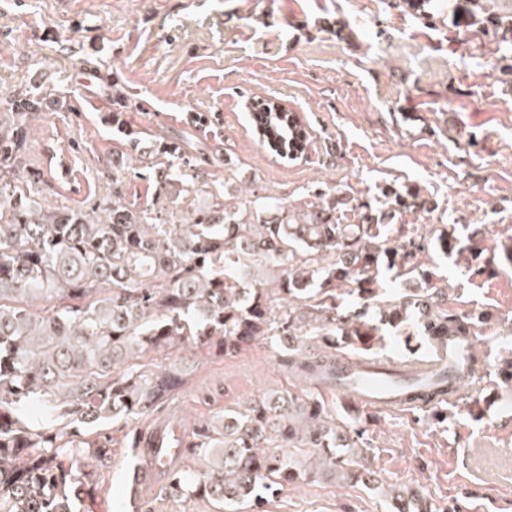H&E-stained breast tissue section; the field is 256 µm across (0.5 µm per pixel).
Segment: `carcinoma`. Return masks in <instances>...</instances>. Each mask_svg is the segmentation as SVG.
<instances>
[{
    "instance_id": "cac0c4a2",
    "label": "carcinoma",
    "mask_w": 512,
    "mask_h": 512,
    "mask_svg": "<svg viewBox=\"0 0 512 512\" xmlns=\"http://www.w3.org/2000/svg\"><path fill=\"white\" fill-rule=\"evenodd\" d=\"M469 4L512 36V11L497 0ZM9 109L33 118L40 98L14 99ZM290 123L280 118L266 134L301 155L304 139L291 136ZM112 127L128 151H140L120 115ZM163 150L182 169L156 168L154 181L192 192L184 170L196 158L174 143ZM25 168L22 136L0 126V512H83L101 492L86 467L111 459L115 431L132 451V493L152 484L161 497L203 500L216 512H266L270 498L311 479L364 482L371 470L359 431L336 424L318 394L335 385L337 346L367 359L386 330L428 341L472 332L470 319L439 310L427 287L435 272L422 268L424 247L407 225L375 223L369 204L365 223L338 224L344 201L330 191L297 208L262 196L236 209L213 196L186 223L168 224L129 203L132 170L114 162L112 194L92 219L29 197ZM436 244L476 261L478 273L494 262L446 226ZM270 267L281 268L272 287L245 284L250 270ZM384 271L417 272L424 286L385 299ZM346 295L363 304L342 307ZM260 339L279 346L281 366L301 385L195 421L188 433L175 412L147 433L134 428L184 385L183 373L154 355H236ZM159 430L165 442L177 430L183 439L151 472L142 453ZM390 499L394 512H432L407 487Z\"/></svg>"
}]
</instances>
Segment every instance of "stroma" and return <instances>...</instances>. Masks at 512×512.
<instances>
[{"mask_svg":"<svg viewBox=\"0 0 512 512\" xmlns=\"http://www.w3.org/2000/svg\"><path fill=\"white\" fill-rule=\"evenodd\" d=\"M465 3L436 0L425 16L402 0H0V97L42 101L25 142L37 198L92 210L112 190L117 156L136 170L129 201L177 224L215 194L236 207L256 195L297 207L331 190L346 200L340 223H361L368 202L386 223L416 227L442 309L478 326L472 395L490 399L486 412L446 403L442 422L423 410L356 416L348 398L324 393L337 420L362 430L377 482L303 483L267 512H391L382 489L394 485L419 487L440 512H512V380L498 372L512 357V81L496 68L497 26L459 22ZM89 66L111 83H82ZM110 93L142 152L127 154L111 114L75 107ZM270 96L309 133L298 160L275 161L251 133L252 100ZM166 139L211 156L196 194L155 183L154 168L174 161L159 148ZM392 189L414 206L392 208ZM445 224L462 235L485 227L491 271L439 251L430 234ZM169 360L185 375L174 404L190 422L297 384L264 341ZM130 464L116 448L96 466L102 491L89 512H132Z\"/></svg>","mask_w":512,"mask_h":512,"instance_id":"1","label":"stroma"}]
</instances>
